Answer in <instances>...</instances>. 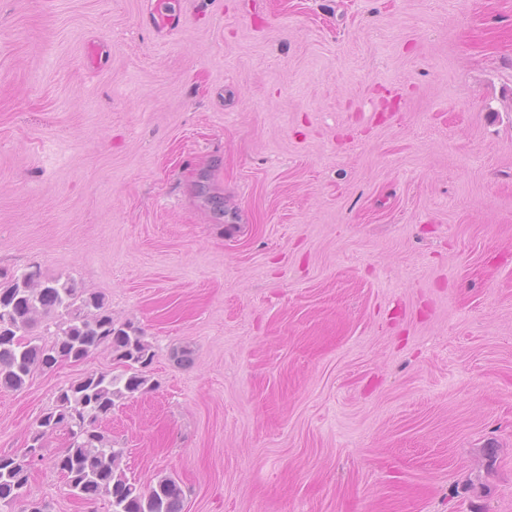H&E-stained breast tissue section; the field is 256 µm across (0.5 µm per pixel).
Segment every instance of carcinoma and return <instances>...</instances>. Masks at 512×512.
<instances>
[{
    "mask_svg": "<svg viewBox=\"0 0 512 512\" xmlns=\"http://www.w3.org/2000/svg\"><path fill=\"white\" fill-rule=\"evenodd\" d=\"M43 317L55 327L45 343L32 336ZM101 348L122 370L89 371L59 388L54 407L29 437L41 450L54 433L67 435L52 465L72 495L88 504L104 499L111 512H182L183 490L174 478L161 476L147 486L128 478L119 466L122 449L100 431V422L122 401L153 388L155 350L143 331L115 322L102 295L76 287L68 276L47 278L33 266L0 271L1 389L20 391L35 373L82 363ZM42 458L28 456L25 448L0 451V508L24 501L22 512H51L48 502L26 499L30 468Z\"/></svg>",
    "mask_w": 512,
    "mask_h": 512,
    "instance_id": "1",
    "label": "carcinoma"
}]
</instances>
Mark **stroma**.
<instances>
[{
	"mask_svg": "<svg viewBox=\"0 0 512 512\" xmlns=\"http://www.w3.org/2000/svg\"><path fill=\"white\" fill-rule=\"evenodd\" d=\"M178 2L160 37L144 0H0V269L153 344L121 469L183 512H512V0ZM115 368L0 389V450ZM64 443L29 498L109 512Z\"/></svg>",
	"mask_w": 512,
	"mask_h": 512,
	"instance_id": "stroma-1",
	"label": "stroma"
}]
</instances>
